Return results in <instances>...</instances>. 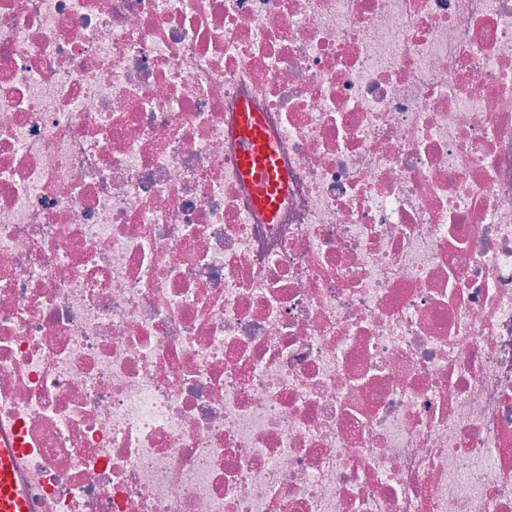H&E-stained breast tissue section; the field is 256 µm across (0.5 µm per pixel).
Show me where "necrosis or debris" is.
<instances>
[{"label": "necrosis or debris", "instance_id": "necrosis-or-debris-1", "mask_svg": "<svg viewBox=\"0 0 512 512\" xmlns=\"http://www.w3.org/2000/svg\"><path fill=\"white\" fill-rule=\"evenodd\" d=\"M0 422L40 512H512V0H0ZM242 141L239 173L254 188L256 204L273 216L286 193L287 178L279 165L277 142L265 130L259 113L242 106L238 113Z\"/></svg>", "mask_w": 512, "mask_h": 512}]
</instances>
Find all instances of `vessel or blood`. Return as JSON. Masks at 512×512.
Instances as JSON below:
<instances>
[{"mask_svg":"<svg viewBox=\"0 0 512 512\" xmlns=\"http://www.w3.org/2000/svg\"><path fill=\"white\" fill-rule=\"evenodd\" d=\"M238 130L242 141L239 173L252 184L257 205L268 214H276L287 187L278 144L267 134L259 113L249 106L240 109ZM22 456L17 432L0 430V512H33L22 474Z\"/></svg>","mask_w":512,"mask_h":512,"instance_id":"obj_1","label":"vessel or blood"}]
</instances>
